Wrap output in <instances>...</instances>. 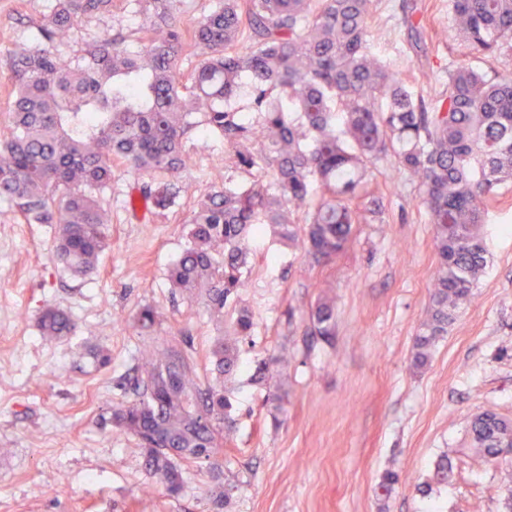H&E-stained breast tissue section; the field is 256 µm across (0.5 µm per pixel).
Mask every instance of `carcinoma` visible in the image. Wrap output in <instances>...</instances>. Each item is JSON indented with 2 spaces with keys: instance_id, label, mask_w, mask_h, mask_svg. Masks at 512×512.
Returning a JSON list of instances; mask_svg holds the SVG:
<instances>
[{
  "instance_id": "1",
  "label": "carcinoma",
  "mask_w": 512,
  "mask_h": 512,
  "mask_svg": "<svg viewBox=\"0 0 512 512\" xmlns=\"http://www.w3.org/2000/svg\"><path fill=\"white\" fill-rule=\"evenodd\" d=\"M371 2L224 0L185 29L176 19L180 0H126L144 17L140 36L104 34L65 61L53 47L83 20L110 12L112 0H55L36 36L7 59L0 200L33 224L57 225V260L87 275L110 246L112 220L100 197L114 164L163 178L143 196L165 210L174 203L171 182L188 173L187 134L203 128L243 166L273 173L268 186L211 185L193 206L188 245L167 269L172 293L203 301L222 321L251 274L249 239L269 226L285 245L302 241L312 263L334 259L360 223L370 165L391 152L421 188L434 224L430 306L413 339V366H426L471 302L486 266L480 226L488 202L512 182V75L490 79L471 65L512 51V0H452L456 62L430 105L368 53ZM246 34L253 48L244 53ZM189 46L202 61L186 75ZM245 77L256 123L231 108ZM335 310L334 298L318 300L312 321L320 335H333ZM39 325L50 338L76 328L57 308L43 311ZM252 328L251 312L239 308L210 348L204 384L181 341L137 350V399L113 407L109 422L138 440L145 468L172 496L184 487L178 462L202 458L223 468L232 430L224 425V379ZM469 433L473 453L490 461L507 452L512 425L474 418Z\"/></svg>"
}]
</instances>
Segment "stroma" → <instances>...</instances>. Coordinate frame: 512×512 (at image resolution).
<instances>
[{"label": "stroma", "mask_w": 512, "mask_h": 512, "mask_svg": "<svg viewBox=\"0 0 512 512\" xmlns=\"http://www.w3.org/2000/svg\"><path fill=\"white\" fill-rule=\"evenodd\" d=\"M53 0H0V104L8 90L5 63L17 42L35 33ZM420 19L411 29L406 16ZM140 15L116 0L111 12L82 23L56 46L62 59L102 33H129ZM449 0H372L369 46L411 88L433 102L455 61ZM192 167L173 207L132 213L123 206L147 175L116 164L102 203L112 215V248L96 271L78 276L52 254L56 227L32 224L0 200V512H512L505 465L471 456L469 421L491 410L512 417V183L488 205L482 231L487 266L471 303L456 312L428 365L413 369V338L430 301L436 268L433 226L416 182L393 157L374 162L368 188L378 205L366 214L333 261L315 265L272 228L250 239L251 274L239 300L253 328L239 344V369L226 382L233 423L223 448L224 472L209 463L185 468L178 496L149 483L135 438L104 416L135 394L125 377L142 338L138 310L153 307L154 337L185 339L200 377L218 331L204 308L175 296L166 274L187 244V218L211 182L230 187L270 183L267 171L240 166L223 143L195 130L187 143ZM336 298V327L318 335L311 312L319 297ZM48 308L75 320L72 335L49 340L39 319ZM106 352L111 361L98 364ZM287 354V367L259 362ZM448 480L433 482L440 460ZM400 480L389 496L386 472ZM432 481L427 495L417 482Z\"/></svg>", "instance_id": "35a3bbf8"}]
</instances>
